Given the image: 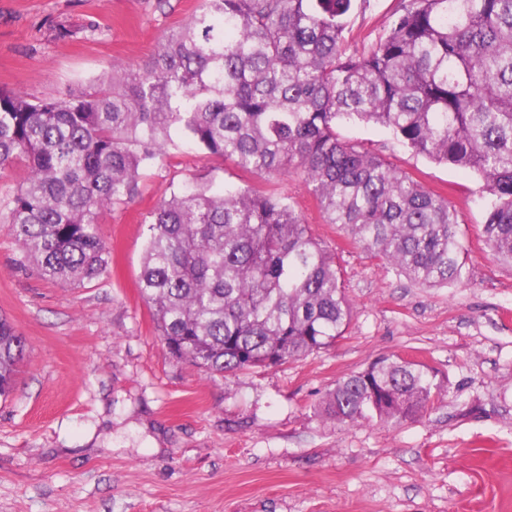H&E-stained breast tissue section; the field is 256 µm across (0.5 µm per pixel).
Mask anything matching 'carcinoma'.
<instances>
[{
	"mask_svg": "<svg viewBox=\"0 0 512 512\" xmlns=\"http://www.w3.org/2000/svg\"><path fill=\"white\" fill-rule=\"evenodd\" d=\"M367 0H201L142 64L33 101L0 91V169L27 173L0 222L41 274L99 278L102 214L178 131L240 169L292 167L327 223L427 288L457 284L460 215L379 154L341 138L379 124L412 152L477 175L483 237L512 264V0H397L387 30L350 49ZM140 290L168 349L210 375L275 366L343 337L353 307L334 255L288 198L183 182L150 213ZM26 340L0 318V398ZM426 365L384 356L336 383L320 412L398 424L433 408Z\"/></svg>",
	"mask_w": 512,
	"mask_h": 512,
	"instance_id": "carcinoma-1",
	"label": "carcinoma"
}]
</instances>
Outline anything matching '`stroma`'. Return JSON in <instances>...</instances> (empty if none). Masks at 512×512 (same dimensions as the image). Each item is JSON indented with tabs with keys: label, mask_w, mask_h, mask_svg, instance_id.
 <instances>
[{
	"label": "stroma",
	"mask_w": 512,
	"mask_h": 512,
	"mask_svg": "<svg viewBox=\"0 0 512 512\" xmlns=\"http://www.w3.org/2000/svg\"><path fill=\"white\" fill-rule=\"evenodd\" d=\"M200 0H0V90L34 99L137 65ZM369 0L351 46L386 29ZM344 140L382 155L458 211L467 277L425 288L326 223L298 171L265 180L182 142L101 217L112 264L46 280L0 223V316L25 336L0 400V512H512V265L482 233L481 182L357 123ZM288 197L336 256L354 315L330 348L210 377L172 356L138 277L148 216L186 180ZM398 355L442 395L398 425L340 423L318 405L337 381Z\"/></svg>",
	"instance_id": "stroma-1"
}]
</instances>
